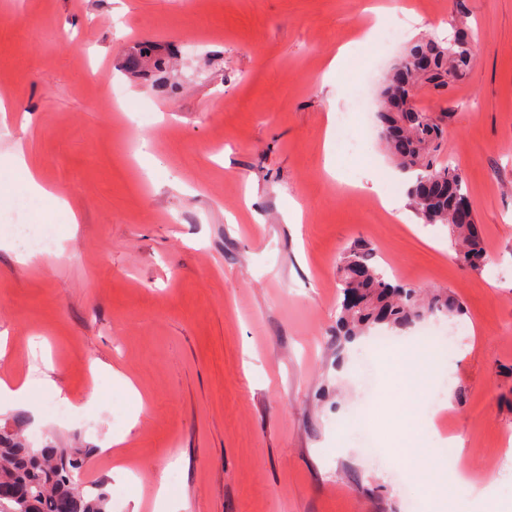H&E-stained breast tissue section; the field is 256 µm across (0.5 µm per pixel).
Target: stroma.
<instances>
[{
    "label": "stroma",
    "mask_w": 512,
    "mask_h": 512,
    "mask_svg": "<svg viewBox=\"0 0 512 512\" xmlns=\"http://www.w3.org/2000/svg\"><path fill=\"white\" fill-rule=\"evenodd\" d=\"M376 2L0 0V155L22 145L79 218L67 225L18 181L0 203V379L50 376L73 409L57 416L37 390L31 408L0 409V426L94 449L86 478L111 512H409L454 472L495 481L512 512V0H394L388 16L411 41L424 22L441 38L463 20L478 33L443 154L491 259L479 272L447 226L414 213L378 133L357 158L325 148L328 113L360 130L364 77L325 80L327 56L359 39ZM141 43L170 54L166 72L128 66ZM144 136L150 179L127 150ZM15 224L51 225L55 252L19 263ZM356 241L467 307L434 317L463 328L457 342L422 343L417 324L398 335L434 423L421 434L433 463L417 472L395 451L398 419L369 425L381 463L351 423L402 397L394 354L368 337L336 344L338 258ZM451 434L463 442L450 452Z\"/></svg>",
    "instance_id": "obj_1"
}]
</instances>
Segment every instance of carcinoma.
I'll use <instances>...</instances> for the list:
<instances>
[{
  "mask_svg": "<svg viewBox=\"0 0 512 512\" xmlns=\"http://www.w3.org/2000/svg\"><path fill=\"white\" fill-rule=\"evenodd\" d=\"M478 48L469 29L457 28L447 40L424 37L404 53L386 86L411 82L441 98L466 75ZM377 116L388 155L403 173L414 174L410 204L427 224H445L456 253L466 267L482 271V236L468 234L476 223L460 170L441 157L452 112H427L392 93L379 100ZM339 288L343 295L336 319L341 345L381 326L404 330L435 312L465 314L464 304L445 290L427 300L391 277L375 262L373 250L354 242L340 256ZM93 456L89 448L34 447L9 427L0 429V512H109V496L99 485L83 480Z\"/></svg>",
  "mask_w": 512,
  "mask_h": 512,
  "instance_id": "1",
  "label": "carcinoma"
}]
</instances>
